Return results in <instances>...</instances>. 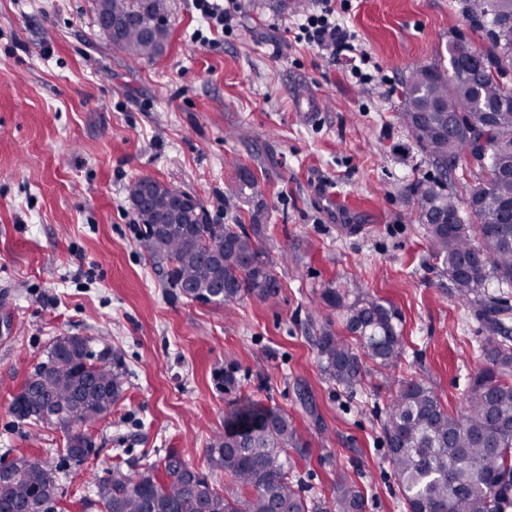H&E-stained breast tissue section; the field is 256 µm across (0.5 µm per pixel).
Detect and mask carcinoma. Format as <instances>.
<instances>
[{
	"label": "carcinoma",
	"instance_id": "cac0c4a2",
	"mask_svg": "<svg viewBox=\"0 0 512 512\" xmlns=\"http://www.w3.org/2000/svg\"><path fill=\"white\" fill-rule=\"evenodd\" d=\"M132 0L94 3L99 31L107 19L122 24L105 34L116 49L137 64L162 53L170 33L167 0H149L131 14ZM467 17L486 32L491 46L477 52L463 39L448 47L453 72L435 64L412 69L402 83L401 112L408 133L436 170L448 174V156L485 152L470 172L475 183L467 200L448 192L439 178H422L410 187L415 215L423 224L440 274L454 288L457 302L482 315L488 336L480 346L482 364L472 378L466 408L448 412L434 390L410 379L398 388L386 408L382 430L389 465L409 512H508L512 508V336L503 316L508 306L489 293L512 288V174L503 171L504 149L512 150V89L504 82L512 71V0H468ZM455 123L453 139L440 129ZM207 210L167 183L138 213L139 232L152 258L163 265L172 295L232 309L252 296L273 302L280 293L274 262L263 247L260 224L246 226L211 221L192 223ZM447 223H433L431 219ZM326 306L343 310L350 341L333 321L320 325L316 348L320 367L347 389L361 385L364 361L394 376L407 359L397 330L398 311L364 295L347 280L328 288ZM95 338L59 336L37 357L25 385L13 397L11 414L20 421L43 419L52 409L73 412L65 431V465L79 467L97 455L83 432L87 424L112 412L127 368L110 349L95 351ZM216 387L237 386L235 370L214 375ZM307 454L288 415L252 403L234 409L208 446L210 472L190 466L175 450L158 463L114 465L97 478L95 504L101 512H320L321 500L309 495L290 451ZM222 471L232 484L225 493L214 483ZM61 484L58 470L39 458H20V467L0 472V512H54ZM334 512H364L355 486L340 481L333 491Z\"/></svg>",
	"mask_w": 512,
	"mask_h": 512
}]
</instances>
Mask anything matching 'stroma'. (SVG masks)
<instances>
[{
    "label": "stroma",
    "mask_w": 512,
    "mask_h": 512,
    "mask_svg": "<svg viewBox=\"0 0 512 512\" xmlns=\"http://www.w3.org/2000/svg\"><path fill=\"white\" fill-rule=\"evenodd\" d=\"M275 2L242 0L234 36L212 32L207 47L191 0H170L163 52L134 65L100 34L92 0H0V459L62 461V431L9 411L56 337H95L129 370L111 414L86 426L99 453L62 476L57 512H93L96 477L123 458L176 448L207 470L209 439L243 398L288 413L311 492L348 481L364 512H408L381 429L392 387L372 370L345 389L318 362L321 321L342 319L322 294L340 281L398 310L401 375L464 407L487 330L411 215L410 185L437 172L400 121V82L447 63L456 36L487 49L486 33L464 0H352L337 17L370 59L363 85L295 41L298 13ZM141 176L198 196L215 223L259 217L277 303L171 297L126 193ZM243 178L254 188L221 209ZM230 366L239 387L218 393L212 372Z\"/></svg>",
    "instance_id": "1"
}]
</instances>
